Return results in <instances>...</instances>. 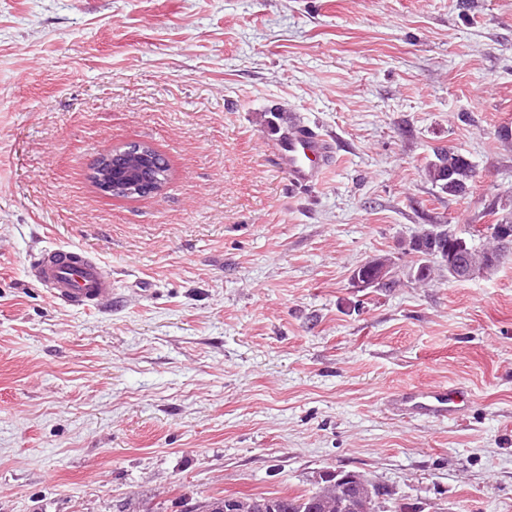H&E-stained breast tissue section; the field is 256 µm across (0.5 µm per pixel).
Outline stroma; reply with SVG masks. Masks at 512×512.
<instances>
[{
	"label": "stroma",
	"mask_w": 512,
	"mask_h": 512,
	"mask_svg": "<svg viewBox=\"0 0 512 512\" xmlns=\"http://www.w3.org/2000/svg\"><path fill=\"white\" fill-rule=\"evenodd\" d=\"M334 149L295 186L289 122ZM512 0H0V512H188L355 470L425 512H512V248L496 270L358 288L445 224L512 203ZM130 142L171 171L117 199ZM474 177L424 176L436 149ZM55 245L110 307L28 273ZM468 390L461 421L391 394ZM132 144L137 146L116 151L113 155L112 150L106 151L97 158L91 172V177L98 189L105 195L115 197L113 193L123 192L129 197L147 196L159 192L166 183L160 175L152 177L142 176L140 159L151 160L156 158L148 154L152 147L142 143ZM127 153H129L131 158L130 163L123 170L120 178L113 177L112 167L115 159L120 156H126ZM116 197L129 198L127 196ZM452 152L456 154V158L448 157L447 148L438 149L435 153V160L426 168V176L448 193L464 195L468 189V183L473 178V169L461 153L454 150ZM450 179L451 181H449ZM30 272L59 303L83 309L112 303V273L82 248L45 249L31 261Z\"/></svg>",
	"instance_id": "35a3bbf8"
}]
</instances>
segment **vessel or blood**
Segmentation results:
<instances>
[{"label": "vessel or blood", "instance_id": "1", "mask_svg": "<svg viewBox=\"0 0 512 512\" xmlns=\"http://www.w3.org/2000/svg\"><path fill=\"white\" fill-rule=\"evenodd\" d=\"M330 143L320 132L301 127L279 144L281 162L292 183L318 185L325 173ZM33 279L55 301L77 308H102L112 301V274L103 262L78 247H51L41 251L30 263ZM395 409L437 420L465 416L468 399L463 391L427 387L398 395Z\"/></svg>", "mask_w": 512, "mask_h": 512}]
</instances>
